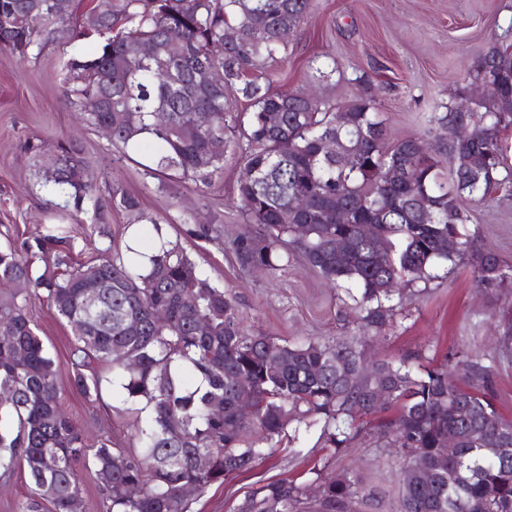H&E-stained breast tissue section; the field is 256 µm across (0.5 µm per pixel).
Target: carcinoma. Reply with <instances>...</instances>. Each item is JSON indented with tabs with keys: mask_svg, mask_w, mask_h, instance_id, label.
<instances>
[{
	"mask_svg": "<svg viewBox=\"0 0 512 512\" xmlns=\"http://www.w3.org/2000/svg\"><path fill=\"white\" fill-rule=\"evenodd\" d=\"M312 0H116L105 14L93 8L77 25L49 0H0V51L26 60L47 41H99L70 56L63 97L92 127L112 122L113 164L131 161L160 182L191 180L205 188L224 173V155L212 138L232 129L243 158L236 204L254 230L236 237L241 266L274 271L299 254L324 281L353 288L365 331L393 320V297L413 298L407 287L440 278L439 270L470 266L486 287L512 279V263L483 243L473 205L512 194V166L501 132L512 111V44L493 41L464 81L492 92L457 112L455 102L427 116L424 153L408 136L389 143L372 83L355 78L357 93L336 102L314 93L271 91L259 80L265 63L284 52L283 29L306 20ZM232 30L234 41L224 40ZM149 43L154 55L134 47ZM217 73L208 83L204 70ZM246 119L228 117L226 90L239 81ZM99 96L100 112L83 109ZM168 113L165 124L154 112ZM191 112L195 124L186 126ZM336 142V155L324 142ZM43 187L65 198L80 224L104 223L100 176L78 149L58 144L55 169ZM301 196L307 205L291 207ZM112 208L131 216L126 237L139 242L146 220L140 201L112 193ZM345 208L343 218L336 209ZM306 229L296 236L295 226ZM458 239L450 252L442 246ZM74 238L64 224H37L20 244L0 245V285L24 283L25 292L0 291V473H27L33 484L12 512H73L81 488L75 464L94 472L102 512H188L182 490L204 493L229 476L246 473L266 455L249 442L254 430L268 441L290 421L318 427L325 448H345L363 416L397 407L381 426L385 446L401 458L396 512H512V416L500 409L493 370L459 350L448 363L422 366L420 356L367 363L356 342L279 343L249 334L235 295L201 276L178 243L158 236L143 253L106 248L86 263L74 261ZM152 287H144L145 283ZM99 285L91 313L85 289ZM46 298L70 327V382L91 401L104 384L116 386L134 416L139 451L117 446L104 433L86 435L61 400L60 364L28 310ZM162 312L166 321L155 320ZM206 329H200V325ZM384 391L389 402H376ZM251 401L249 410L240 404ZM457 443L446 454L448 435ZM209 458L200 471L195 459ZM320 497L306 486L278 480L255 487L239 512H361L365 493L351 472L334 476L313 468ZM53 499L42 494L45 481Z\"/></svg>",
	"mask_w": 512,
	"mask_h": 512,
	"instance_id": "cac0c4a2",
	"label": "carcinoma"
}]
</instances>
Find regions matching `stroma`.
<instances>
[{
    "mask_svg": "<svg viewBox=\"0 0 512 512\" xmlns=\"http://www.w3.org/2000/svg\"><path fill=\"white\" fill-rule=\"evenodd\" d=\"M512 40V0H313L305 24L288 39L285 55L266 65L273 88L282 92L310 87L345 101L357 91L356 76L372 80L391 140L423 135L418 116L448 101L464 84L474 60L494 38ZM94 39L73 44L47 43L39 56L21 61L0 52V243L23 240L36 224L57 222L46 207L41 173L50 156L33 157L26 139L73 141L85 163L101 176V197L113 192L138 196L150 217L141 224L143 244L163 229L195 261L213 284L232 289L247 331L277 341L314 338L323 342L359 339L366 359L396 361L422 352L426 365L446 363L458 350L467 351L494 373V390L504 411L512 413V358H499L498 326L512 320V280L496 288L480 286L471 269L460 267L428 282L410 302L395 311L393 324L381 334L362 335L344 291L328 288L299 259L281 270L242 269L231 243L244 232L238 212L228 208L243 167L233 149L224 151V173L207 191L191 181L160 184L138 166L112 167V144L98 130L80 126L77 114L62 97L61 64L73 54L91 51ZM336 65L339 76L318 86L319 64ZM209 225L203 235L188 232L186 216ZM126 212L110 210L106 223L77 227L74 257L85 261L97 249L121 244ZM486 225L487 247L512 262V198L492 196L474 213ZM30 310L57 362H66L72 339L49 302L32 299ZM68 411L88 433H108L121 447L136 448L131 420L117 413L113 390L91 402L62 382ZM318 429L299 430L271 447L249 473L210 486L194 498L191 512H237L257 482L289 479L302 482L315 466L329 474L358 473L368 495L365 512H395L401 461L384 448L375 430H368L339 451L321 447Z\"/></svg>",
    "mask_w": 512,
    "mask_h": 512,
    "instance_id": "1",
    "label": "stroma"
}]
</instances>
